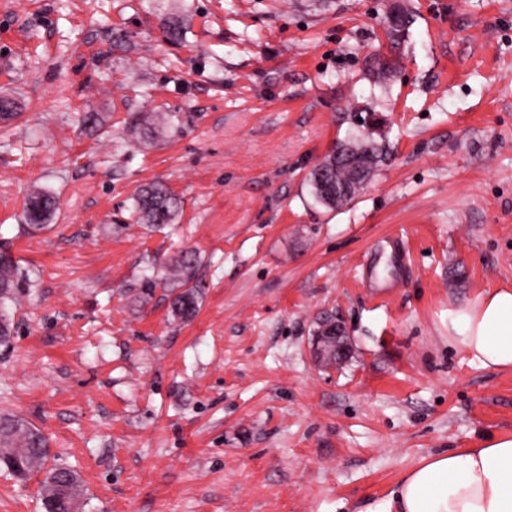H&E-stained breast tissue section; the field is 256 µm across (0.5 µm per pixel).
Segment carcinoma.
<instances>
[{
	"label": "carcinoma",
	"instance_id": "obj_1",
	"mask_svg": "<svg viewBox=\"0 0 512 512\" xmlns=\"http://www.w3.org/2000/svg\"><path fill=\"white\" fill-rule=\"evenodd\" d=\"M403 21L396 27H387V37L398 43L413 23L412 15L402 11ZM385 144L369 135L337 147L310 173L309 185L315 202L329 210L351 202L374 169L386 159ZM55 196L45 189L33 191L28 200L27 218L30 227L44 228L42 221L56 209ZM181 209V201L162 184H149L142 187L135 198V211L144 223L159 228L174 221ZM197 257L192 252H181L171 260L170 272L179 283V289L171 292L170 308L172 316L189 320L195 316L202 298V285L196 281ZM28 287L27 274L11 258L0 255V305L15 299L21 289ZM0 448H14L16 453L0 457V464L17 478L29 480L42 476L39 480L42 505L51 509L50 496L67 487L81 488L74 472L66 467L47 465L50 448L43 433L29 421L13 415H0Z\"/></svg>",
	"mask_w": 512,
	"mask_h": 512
}]
</instances>
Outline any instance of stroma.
I'll return each mask as SVG.
<instances>
[{"mask_svg":"<svg viewBox=\"0 0 512 512\" xmlns=\"http://www.w3.org/2000/svg\"><path fill=\"white\" fill-rule=\"evenodd\" d=\"M1 95L0 253L32 285L0 413L42 430L81 512H366L422 457L512 434V369L442 324L512 286V0H0ZM366 132L388 159L317 204L311 170ZM151 183L182 201L159 231ZM185 250L205 290L181 321L138 292ZM325 315L337 367L310 355ZM38 488L1 470L0 512H43ZM180 209V199L162 184L146 185L136 194L135 211L139 215L138 219L151 227L171 224ZM27 205V218L32 223L27 224V226L36 230H42L44 224L40 223L54 212L57 201L52 193L45 189L38 188L30 195Z\"/></svg>","mask_w":512,"mask_h":512,"instance_id":"stroma-1","label":"stroma"}]
</instances>
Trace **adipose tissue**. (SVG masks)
<instances>
[{
    "label": "adipose tissue",
    "instance_id": "adipose-tissue-1",
    "mask_svg": "<svg viewBox=\"0 0 512 512\" xmlns=\"http://www.w3.org/2000/svg\"><path fill=\"white\" fill-rule=\"evenodd\" d=\"M448 339L486 369H512V287L448 310ZM367 512H512V434L423 458Z\"/></svg>",
    "mask_w": 512,
    "mask_h": 512
}]
</instances>
